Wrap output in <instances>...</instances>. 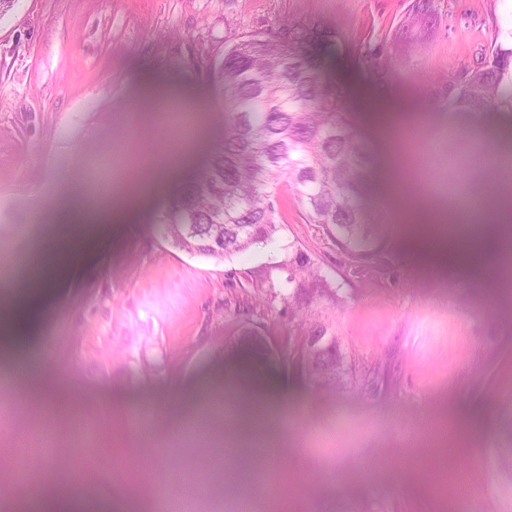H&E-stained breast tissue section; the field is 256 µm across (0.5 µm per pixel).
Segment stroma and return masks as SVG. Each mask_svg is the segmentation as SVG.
I'll list each match as a JSON object with an SVG mask.
<instances>
[{"instance_id": "stroma-1", "label": "stroma", "mask_w": 512, "mask_h": 512, "mask_svg": "<svg viewBox=\"0 0 512 512\" xmlns=\"http://www.w3.org/2000/svg\"><path fill=\"white\" fill-rule=\"evenodd\" d=\"M12 0L0 13V253L13 270L70 249L61 275L32 298L25 353L65 385L58 422L29 410L22 379L0 381L16 406V439L50 433L55 459H25L39 485L0 482V512L57 483L84 512H159L163 486L204 482L182 512H512V280L494 262L471 267L419 249L434 227L413 222L421 201L457 210L478 197L497 149L512 145V110L446 106L448 77L490 44L512 49V0ZM289 20L323 24L336 42L323 75L349 90L368 140V201L381 210L375 257L356 259L307 223L287 188L274 241L217 261L187 253L160 220L184 182L224 143L223 103L209 74L242 33L272 35ZM176 88V122L140 111L146 87ZM405 113L386 139L379 114ZM465 180H436L428 163L447 133ZM156 170L165 180L117 224L81 232L45 224L56 187L105 189L111 203ZM302 252L331 295L312 306L339 339L346 384L316 389L283 360L296 333L288 313V256ZM263 336L264 358L238 344ZM253 373L275 396L277 455L241 476L219 468L236 442L186 418L223 402L232 377ZM473 424L448 459V429ZM135 447L148 469L131 486L108 446Z\"/></svg>"}]
</instances>
